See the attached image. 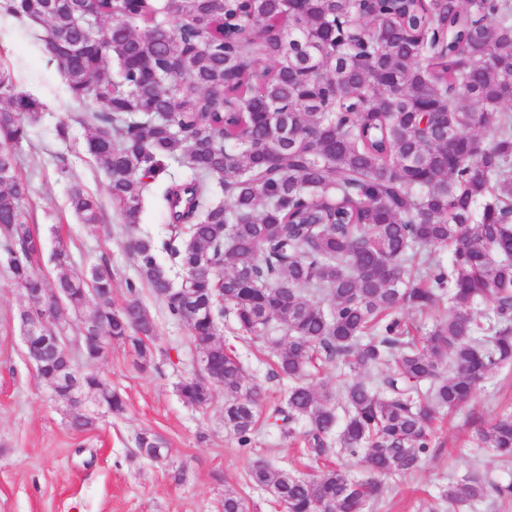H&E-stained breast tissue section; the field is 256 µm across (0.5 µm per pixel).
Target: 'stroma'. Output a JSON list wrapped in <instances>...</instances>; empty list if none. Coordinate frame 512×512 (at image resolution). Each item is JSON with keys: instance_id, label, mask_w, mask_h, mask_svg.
<instances>
[{"instance_id": "35a3bbf8", "label": "stroma", "mask_w": 512, "mask_h": 512, "mask_svg": "<svg viewBox=\"0 0 512 512\" xmlns=\"http://www.w3.org/2000/svg\"><path fill=\"white\" fill-rule=\"evenodd\" d=\"M41 26L0 9V65L8 68L19 90L44 102L40 121L27 142L15 149L16 172L28 184L26 207L44 239L37 264L46 280L56 271L50 255L57 244L73 253L76 270L108 262L112 268L114 303H121L127 283L137 281V261L127 248L130 236L112 209L107 179L83 150L89 130L85 112L95 102L72 100L64 81L38 39ZM80 183L102 206L97 224L81 223L68 205L72 183ZM21 292L0 262V512H222L225 493L241 497L246 512H281L270 496L252 485L255 461L264 460L296 472H310L312 462L300 457L298 439L261 425L252 447L243 449L224 427V395L215 391L205 408L186 405L177 386L196 368V351L184 322L168 316L150 290L142 302L157 324L150 364L139 368L131 349L112 344L96 364L104 383L126 400L124 415L87 402L96 427L78 432L69 425V407L38 377L28 361L18 319ZM220 335L232 344L247 369L249 381L265 391V409L283 399L288 383L275 377V366L261 341L235 339L232 321ZM512 404V370L495 371L477 387L473 398L450 419L437 424L434 443L419 466L398 478L371 471L358 457L344 458L356 480L377 483L380 496L371 512H427L449 481L476 472L493 483L512 482V467L472 447L474 420H488ZM162 436L171 453L167 460L142 458L139 433ZM185 469V482L172 473Z\"/></svg>"}]
</instances>
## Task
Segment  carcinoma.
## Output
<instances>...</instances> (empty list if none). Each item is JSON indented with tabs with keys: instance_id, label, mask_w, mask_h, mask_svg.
I'll use <instances>...</instances> for the list:
<instances>
[{
	"instance_id": "cac0c4a2",
	"label": "carcinoma",
	"mask_w": 512,
	"mask_h": 512,
	"mask_svg": "<svg viewBox=\"0 0 512 512\" xmlns=\"http://www.w3.org/2000/svg\"><path fill=\"white\" fill-rule=\"evenodd\" d=\"M6 11L42 27L71 99L102 106L82 117L84 151L122 223L137 229L148 204L169 215L164 239L131 238L139 281L209 355L205 374L178 384L181 399L203 408L224 391L240 446L252 444L263 393L218 337L226 316L291 382L269 416L283 436L305 422L312 458L336 442L388 476L432 448L436 414L512 363V0H7ZM44 109L0 69V238L31 325L63 317L35 268L44 242L11 151ZM69 206L84 224L101 220L78 184ZM427 247L448 258L422 256ZM50 261L67 313L93 299L91 335L147 360L156 323L140 289L128 285L116 307L107 262L77 275L61 243ZM444 294L448 313L416 339L400 311H432ZM26 355L47 385L69 388L61 338L46 329ZM336 367V393L307 382ZM76 392L125 412L92 372ZM473 436L512 464V410ZM136 446L151 460L169 452L150 432ZM250 478L285 512H368L379 494L339 466L300 476L258 461ZM492 492L512 503L511 482L473 474L443 498L458 508Z\"/></svg>"
}]
</instances>
